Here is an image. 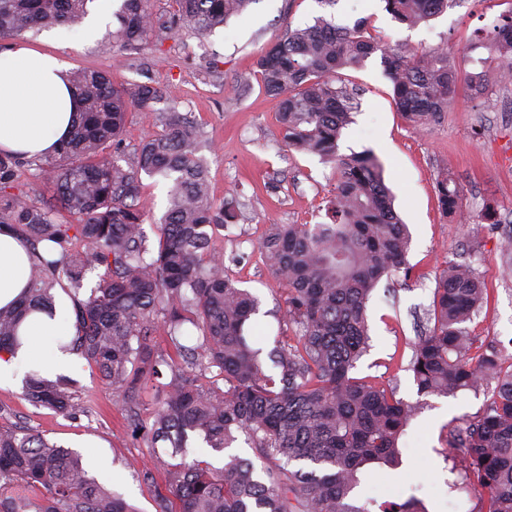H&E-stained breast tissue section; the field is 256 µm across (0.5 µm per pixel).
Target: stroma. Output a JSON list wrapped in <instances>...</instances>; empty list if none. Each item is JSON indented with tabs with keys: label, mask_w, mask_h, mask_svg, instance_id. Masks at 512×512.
Listing matches in <instances>:
<instances>
[{
	"label": "stroma",
	"mask_w": 512,
	"mask_h": 512,
	"mask_svg": "<svg viewBox=\"0 0 512 512\" xmlns=\"http://www.w3.org/2000/svg\"><path fill=\"white\" fill-rule=\"evenodd\" d=\"M512 15V0H454L428 24L408 27L393 21L383 0H255L240 18L202 38L182 29L154 34L135 57L113 47L107 36L114 15L101 20L102 34L87 26L51 28L18 39L0 40V50L22 43L62 56L71 69L111 72L115 83H149L166 90L152 111H130L124 130L126 163H134L138 145L162 132V112L192 113L200 130V155L214 201L229 208L233 221L217 230L213 244L242 287L260 300L258 322L277 331L286 310L284 290L265 263L260 243L270 225L325 222L333 190L332 168L319 156L296 151L282 140L277 106L260 82L256 61L287 27L321 17L342 27L364 21L391 48H425L436 43L464 49L461 74L484 80L480 94L459 88L449 112L427 129L412 127L396 111L392 88L379 56L339 73L340 84L354 89L359 103L353 122L338 142L342 154L370 148L384 165L395 208L411 233L407 262L416 279L402 275L382 280L367 305L370 347L352 371L398 387L407 402L423 407L401 439L402 464L381 468L364 480L375 499H422L428 512H478L479 490L464 492L455 474L460 459L444 455L451 429L463 426L489 398L487 387L448 397H418L406 366L412 345L429 324L425 311L439 276L450 261L469 264L492 290L467 329L494 338L512 354V261L502 250L512 232V82L502 75L512 59L499 55L487 32L492 19ZM451 176L460 190L461 222L444 213L436 181ZM44 376L72 380L87 404L72 417L25 400V369L0 381V425L21 426L79 453L99 482L131 499L139 512H155L153 487L140 483L134 470L152 466L154 455L126 431L119 399L97 371L79 355L66 369L51 358L38 361Z\"/></svg>",
	"instance_id": "35a3bbf8"
}]
</instances>
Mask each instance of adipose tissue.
I'll return each mask as SVG.
<instances>
[{
    "label": "adipose tissue",
    "mask_w": 512,
    "mask_h": 512,
    "mask_svg": "<svg viewBox=\"0 0 512 512\" xmlns=\"http://www.w3.org/2000/svg\"><path fill=\"white\" fill-rule=\"evenodd\" d=\"M62 58L24 45L0 52V148L28 155L51 151L76 119L77 102L66 83ZM28 254L22 241L0 232V307L16 301L26 285ZM71 316L66 300L52 315L32 314L21 327L28 342L16 354L0 358V374L34 361L41 344L65 333Z\"/></svg>",
    "instance_id": "adipose-tissue-1"
}]
</instances>
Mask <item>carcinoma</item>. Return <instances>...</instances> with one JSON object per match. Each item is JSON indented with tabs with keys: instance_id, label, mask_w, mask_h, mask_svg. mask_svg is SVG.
Instances as JSON below:
<instances>
[{
	"instance_id": "1",
	"label": "carcinoma",
	"mask_w": 512,
	"mask_h": 512,
	"mask_svg": "<svg viewBox=\"0 0 512 512\" xmlns=\"http://www.w3.org/2000/svg\"><path fill=\"white\" fill-rule=\"evenodd\" d=\"M91 0H0V39L81 23ZM258 0H175L171 22L199 35L223 27ZM385 11L415 27L449 0H384ZM112 42L137 53L165 29L150 0H122ZM501 56L512 57V17L492 29ZM380 55L396 108L420 128L436 123L454 102L459 71L446 47L391 50L363 24L337 27L323 19L288 28L258 58L264 92L278 104L283 140L333 164L327 223L274 224L263 241L265 261L287 293L289 336L252 334L259 300L237 285L209 231L230 211L216 204L197 153L200 130L188 113L161 115L162 133L143 141L134 166L117 162L129 108L151 109L163 94L153 85L118 86L95 70L70 72L80 119L50 154L0 151V231L29 247V273L18 302L0 308V352L21 345L19 327L31 312L49 311L57 288L73 302L71 349L93 365L121 401L130 436L170 445L137 474L148 486L164 481L156 512H426L363 496L372 467L399 464V442L418 407L396 388L351 375L369 347L367 304L378 283L398 272L410 280V233L394 207L379 157L371 149L338 153L342 129L357 109L353 93L333 84L345 68ZM30 167L53 185L49 202L32 201L18 181ZM169 187L158 241H147L142 176ZM453 179L437 181L443 211L459 208ZM485 281L448 262L407 366L418 393L448 396L495 383L483 411L448 436L461 452L469 484L484 491L480 512H512V355L464 324L489 302ZM173 353L150 343L157 324ZM267 353L273 369L264 371ZM216 371L220 388L206 379ZM25 397L57 413L86 406L60 379L30 374ZM149 418H143L144 411ZM244 436L254 460L236 455L220 468L187 460L188 441L223 452ZM307 461L308 470L292 469ZM16 480L43 489L37 512H136L121 494L89 476L82 457L28 430L0 427V489Z\"/></svg>"
}]
</instances>
